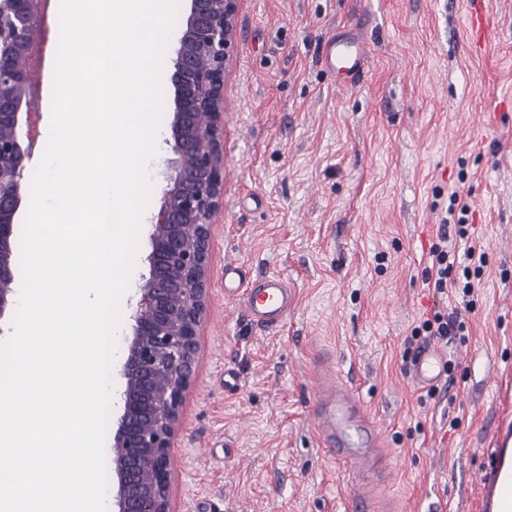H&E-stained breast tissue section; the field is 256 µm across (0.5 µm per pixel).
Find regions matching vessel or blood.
<instances>
[{
  "mask_svg": "<svg viewBox=\"0 0 512 512\" xmlns=\"http://www.w3.org/2000/svg\"><path fill=\"white\" fill-rule=\"evenodd\" d=\"M468 47L482 52L495 38L496 28L488 0H467L465 17ZM368 45L354 33L329 38L322 48L324 67L335 73L338 84L358 81L365 73ZM238 302L257 326L278 328L288 317L293 295L287 282L275 274L256 277L246 287L236 288ZM446 358L435 347L426 346L408 363L413 380L427 388L438 387L446 377ZM311 414L317 432L336 458L349 464L358 476L390 478L385 460L377 452L380 435L362 403L334 372L318 367ZM480 512H512V419L495 426L490 446L479 468Z\"/></svg>",
  "mask_w": 512,
  "mask_h": 512,
  "instance_id": "1",
  "label": "vessel or blood"
}]
</instances>
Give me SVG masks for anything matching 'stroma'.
<instances>
[{
  "label": "stroma",
  "instance_id": "obj_1",
  "mask_svg": "<svg viewBox=\"0 0 512 512\" xmlns=\"http://www.w3.org/2000/svg\"><path fill=\"white\" fill-rule=\"evenodd\" d=\"M498 34L464 45L466 0H243L224 88V208L211 303L173 450L181 512H348L350 481L315 433L312 365L324 358L378 424L395 480L378 512H475L473 474L512 383V0H489ZM369 42L366 80L337 85L321 50L334 33ZM172 66L139 235L125 348L151 222L173 157ZM484 244L465 341L439 387L412 385L405 340L451 297L427 285L451 192ZM274 273L295 294L284 326L251 323L224 296V264ZM237 383L225 386V370Z\"/></svg>",
  "mask_w": 512,
  "mask_h": 512
}]
</instances>
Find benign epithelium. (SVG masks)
Instances as JSON below:
<instances>
[{
  "instance_id": "1",
  "label": "benign epithelium",
  "mask_w": 512,
  "mask_h": 512,
  "mask_svg": "<svg viewBox=\"0 0 512 512\" xmlns=\"http://www.w3.org/2000/svg\"><path fill=\"white\" fill-rule=\"evenodd\" d=\"M39 0H0V321L15 312V216L36 143L29 51ZM241 0H190L175 49L174 158L152 222L112 433L115 512H174L172 449L210 301L211 228L224 205V79Z\"/></svg>"
}]
</instances>
